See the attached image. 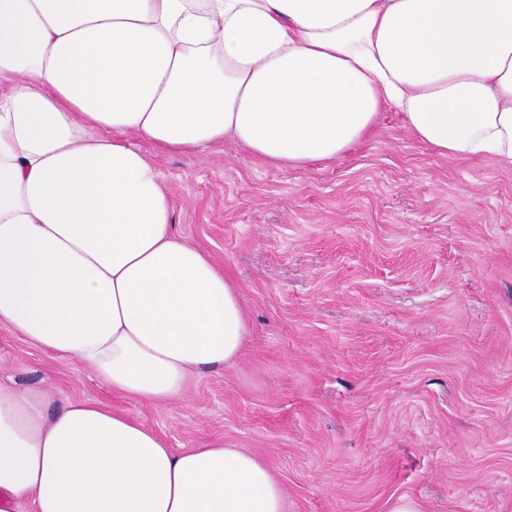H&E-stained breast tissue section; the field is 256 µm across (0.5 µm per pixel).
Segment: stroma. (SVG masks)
I'll use <instances>...</instances> for the list:
<instances>
[{"mask_svg":"<svg viewBox=\"0 0 512 512\" xmlns=\"http://www.w3.org/2000/svg\"><path fill=\"white\" fill-rule=\"evenodd\" d=\"M150 159L176 230L240 289L241 358L139 403L0 327L1 375L174 449L223 436L275 472L288 512H512V168L438 156L397 112L302 169L229 141Z\"/></svg>","mask_w":512,"mask_h":512,"instance_id":"stroma-1","label":"stroma"}]
</instances>
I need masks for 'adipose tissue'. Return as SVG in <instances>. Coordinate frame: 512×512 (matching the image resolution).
I'll list each match as a JSON object with an SVG mask.
<instances>
[{"label":"adipose tissue","mask_w":512,"mask_h":512,"mask_svg":"<svg viewBox=\"0 0 512 512\" xmlns=\"http://www.w3.org/2000/svg\"><path fill=\"white\" fill-rule=\"evenodd\" d=\"M512 167V0H0V327L136 402L241 354L235 282L173 224L140 148L336 159L381 112ZM286 512L256 455L175 451L0 379V512Z\"/></svg>","instance_id":"1"}]
</instances>
